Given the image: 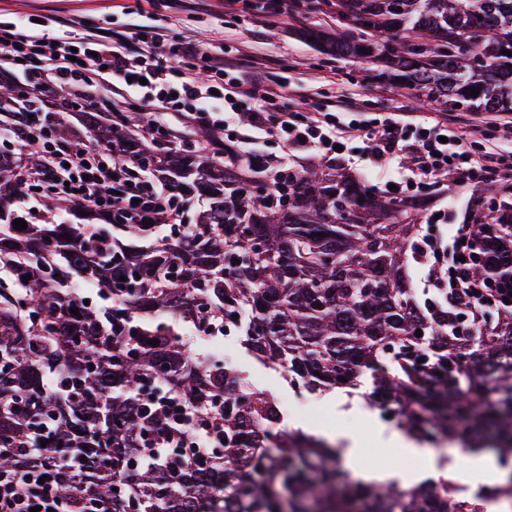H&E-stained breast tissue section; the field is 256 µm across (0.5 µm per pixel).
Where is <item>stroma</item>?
I'll list each match as a JSON object with an SVG mask.
<instances>
[{
  "instance_id": "stroma-1",
  "label": "stroma",
  "mask_w": 512,
  "mask_h": 512,
  "mask_svg": "<svg viewBox=\"0 0 512 512\" xmlns=\"http://www.w3.org/2000/svg\"><path fill=\"white\" fill-rule=\"evenodd\" d=\"M167 0H0V8L19 14H36L54 18L52 31L63 34L64 22L80 17L87 23L117 28L133 22L136 12L149 10L151 18L164 19ZM175 32L193 36L207 50H224L226 55L248 57L262 53L266 66L274 74L288 77V93L293 102L302 95L319 97L326 93L354 96L365 100L370 117H377L401 105L416 112L433 111L432 103L385 86H372L365 80L367 63L326 55L321 40L350 32L351 27L335 9L314 13H292L270 21L251 16L239 22L224 15L221 0H187L178 14ZM494 198L459 187L434 191L430 209H443L452 214L456 223L467 221L471 212L489 215ZM234 357L248 379L259 389L288 399H295L297 386L244 347H237ZM285 430L319 434L322 429L358 430L359 463L367 465L377 459L393 469L404 465L405 458L397 448L388 447L387 437L398 431L396 420L385 419L369 402L346 389H336L319 395L317 403L307 410L289 415Z\"/></svg>"
}]
</instances>
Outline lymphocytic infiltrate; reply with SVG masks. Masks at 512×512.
Listing matches in <instances>:
<instances>
[{"label":"lymphocytic infiltrate","instance_id":"lymphocytic-infiltrate-1","mask_svg":"<svg viewBox=\"0 0 512 512\" xmlns=\"http://www.w3.org/2000/svg\"><path fill=\"white\" fill-rule=\"evenodd\" d=\"M0 75L23 79L41 103L32 118L0 129L1 138L41 158L39 171L21 178L24 197L41 188L56 201L100 212L118 197L133 224L180 223L185 205L145 176L134 159L119 157L104 142L89 147L76 131L52 135L45 117L88 104L117 118L132 106L143 116L142 139L172 143L176 135L162 116L177 112L196 131H223V140L213 144L216 153L230 158L241 144L254 143L250 161L277 175L314 153L328 162L397 170L402 195L434 191L449 175L466 186L512 191V151L490 141L485 125L455 127L447 115L405 109L365 120L364 102L348 97H327L302 110L290 104L285 80L266 77L259 60L242 66L186 37L169 38L164 26L130 23L101 30L75 20L67 34L57 36L32 18L1 21ZM261 140L276 142L278 151L258 148ZM481 222L469 217L447 240L435 232V217L425 218L415 259L426 270L424 288L447 293L449 311L475 313L512 295L464 274L460 257ZM99 465L74 454L62 466L49 460L28 471H0V512L36 506L43 512H112L111 494L67 501L58 493L63 478Z\"/></svg>","mask_w":512,"mask_h":512}]
</instances>
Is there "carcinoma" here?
<instances>
[{"label": "carcinoma", "instance_id": "cac0c4a2", "mask_svg": "<svg viewBox=\"0 0 512 512\" xmlns=\"http://www.w3.org/2000/svg\"><path fill=\"white\" fill-rule=\"evenodd\" d=\"M336 6L359 35L336 38L326 52L377 64L370 80L444 108L512 112V0ZM386 29L432 37L438 48L430 56L401 37L373 40ZM7 102L35 111L0 86V105ZM138 122L135 112L109 122L89 116L115 152L157 173L177 197L197 198L192 231L179 240H155L154 225L125 223L118 200L102 224L29 220L16 230V171L38 170L40 157L0 152V266H21L0 277V470L42 462L26 442L43 428L53 440L48 451L63 458L112 457L111 468L59 486L64 496L110 489L112 512H485L487 502L456 497L445 478L409 487L339 479V449L299 432L252 430L276 417L273 395L239 388L219 365L192 369L175 338L151 344L162 335L156 318L169 312L215 323L241 309L251 316L241 342L291 382L322 392L364 387L379 406H396L400 425L422 441L479 448L493 434L509 480L487 490L512 503V316L492 325L474 314L463 342L461 316L418 304L407 252L422 232L420 205L338 166L316 163L265 183L188 147L156 152L136 137ZM474 244L481 260L468 274L512 286V222L488 225ZM75 274L107 300L79 303ZM49 371L52 391L42 383ZM163 377L177 380L183 404L223 441L210 460L135 466L156 447L151 432L181 436L176 408L135 394ZM221 398L224 410L215 413ZM273 440L275 457L267 453Z\"/></svg>", "mask_w": 512, "mask_h": 512}]
</instances>
